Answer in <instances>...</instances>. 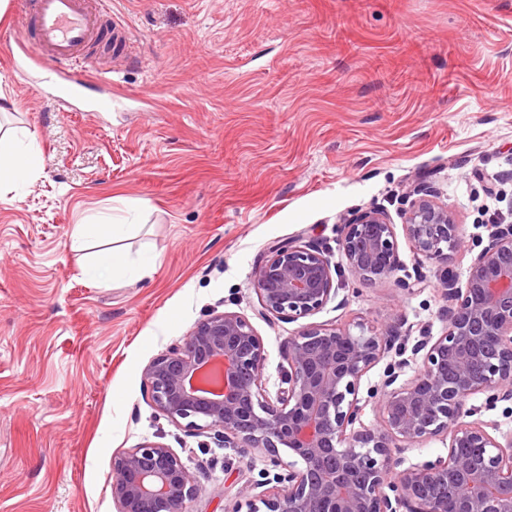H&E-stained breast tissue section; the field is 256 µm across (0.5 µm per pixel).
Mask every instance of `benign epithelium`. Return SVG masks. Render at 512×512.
Instances as JSON below:
<instances>
[{
    "mask_svg": "<svg viewBox=\"0 0 512 512\" xmlns=\"http://www.w3.org/2000/svg\"><path fill=\"white\" fill-rule=\"evenodd\" d=\"M403 230L414 251L443 267L445 331L408 346L393 316L382 327L310 323L283 346L281 386L264 381L265 346L247 318L213 312L143 371L173 425L212 432L224 447L256 450L273 477L240 492L232 512H512V435L476 418L470 399L512 401V225L495 224L457 286L448 259L464 251L455 214L417 184L405 192ZM339 246L361 285L400 267L394 224L381 208L343 219ZM338 269L311 242L276 245L253 272L265 318L296 321L336 298ZM412 358V378L398 383ZM389 359L381 384L361 379ZM379 420L361 423L368 404ZM446 456L404 466L402 453L433 438ZM117 512H189L202 487L172 449L147 442L115 457Z\"/></svg>",
    "mask_w": 512,
    "mask_h": 512,
    "instance_id": "obj_1",
    "label": "benign epithelium"
}]
</instances>
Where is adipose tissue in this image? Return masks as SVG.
Wrapping results in <instances>:
<instances>
[{
	"instance_id": "ef3b65f1",
	"label": "adipose tissue",
	"mask_w": 512,
	"mask_h": 512,
	"mask_svg": "<svg viewBox=\"0 0 512 512\" xmlns=\"http://www.w3.org/2000/svg\"><path fill=\"white\" fill-rule=\"evenodd\" d=\"M39 161V148L32 134L14 129L0 134V192L12 191L31 181L39 171ZM156 263L154 254L144 253L132 260L115 249L96 253L84 272L90 277L99 278L107 271H144Z\"/></svg>"
}]
</instances>
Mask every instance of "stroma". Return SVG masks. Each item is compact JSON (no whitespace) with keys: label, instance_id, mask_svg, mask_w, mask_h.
Returning <instances> with one entry per match:
<instances>
[{"label":"stroma","instance_id":"stroma-1","mask_svg":"<svg viewBox=\"0 0 512 512\" xmlns=\"http://www.w3.org/2000/svg\"><path fill=\"white\" fill-rule=\"evenodd\" d=\"M133 46L101 88L61 105L56 77L0 58L5 128L25 127L40 173L0 196V512H116L115 456L172 448L203 491L190 512H232L263 479L262 454L172 425L143 370L211 312L262 336L269 392L301 321L266 319L252 274L271 246L304 239L344 265L338 227L372 207L402 225L401 196L429 183L469 250L512 225V0H112ZM495 195H488L487 187ZM137 228L120 245L148 271L92 279L72 231L109 199ZM400 276L349 273L315 315L412 339L446 323L441 268L397 236Z\"/></svg>","mask_w":512,"mask_h":512}]
</instances>
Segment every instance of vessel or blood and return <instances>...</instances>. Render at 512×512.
I'll return each instance as SVG.
<instances>
[{
    "label": "vessel or blood",
    "mask_w": 512,
    "mask_h": 512,
    "mask_svg": "<svg viewBox=\"0 0 512 512\" xmlns=\"http://www.w3.org/2000/svg\"><path fill=\"white\" fill-rule=\"evenodd\" d=\"M105 27L114 47L128 53L130 34L113 22L109 0H27L6 59L14 68L28 59L47 64L61 79L60 97L74 98L84 88L74 72L85 63L88 46L98 42Z\"/></svg>",
    "instance_id": "1"
}]
</instances>
